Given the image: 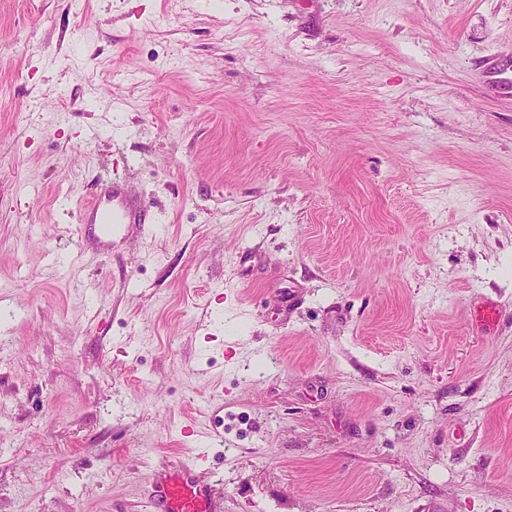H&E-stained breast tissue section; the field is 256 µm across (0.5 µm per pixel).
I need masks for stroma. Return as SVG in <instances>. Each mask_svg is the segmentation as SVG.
Instances as JSON below:
<instances>
[{
    "label": "stroma",
    "instance_id": "35a3bbf8",
    "mask_svg": "<svg viewBox=\"0 0 512 512\" xmlns=\"http://www.w3.org/2000/svg\"><path fill=\"white\" fill-rule=\"evenodd\" d=\"M492 54L512 0H0V512L196 448L216 512H512ZM102 177L156 216L109 257ZM499 321V311L494 303H486L478 308L471 320L473 329L481 333H490Z\"/></svg>",
    "mask_w": 512,
    "mask_h": 512
}]
</instances>
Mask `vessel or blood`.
<instances>
[{
    "label": "vessel or blood",
    "instance_id": "b4317fda",
    "mask_svg": "<svg viewBox=\"0 0 512 512\" xmlns=\"http://www.w3.org/2000/svg\"><path fill=\"white\" fill-rule=\"evenodd\" d=\"M79 222L101 226L99 249L108 254L112 251V237L117 232L134 224L141 231H149L152 213L146 204L132 197L124 185L105 181L99 184L92 201L81 207ZM498 321L496 305L488 303L475 311L471 326L488 333ZM197 468L194 462L176 468L164 463L156 466L150 494L155 512H214L212 487L202 479Z\"/></svg>",
    "mask_w": 512,
    "mask_h": 512
}]
</instances>
